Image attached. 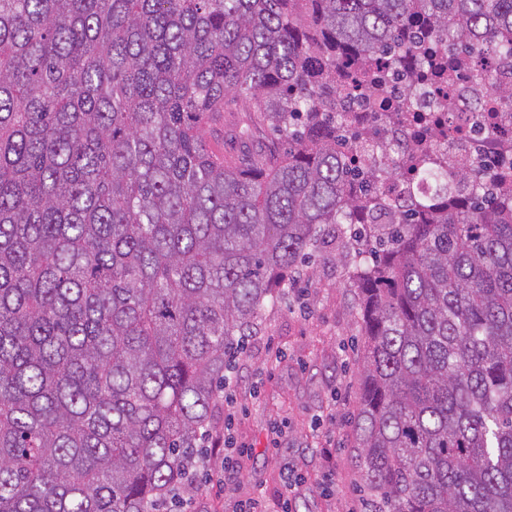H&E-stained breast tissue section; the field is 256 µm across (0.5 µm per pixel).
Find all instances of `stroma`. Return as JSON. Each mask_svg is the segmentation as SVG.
<instances>
[{"mask_svg":"<svg viewBox=\"0 0 512 512\" xmlns=\"http://www.w3.org/2000/svg\"><path fill=\"white\" fill-rule=\"evenodd\" d=\"M340 251L327 243L300 265L236 355L214 430L246 454L231 474L213 458L184 512H242L256 498L281 512L290 469L292 512H368L351 425L362 389L358 299Z\"/></svg>","mask_w":512,"mask_h":512,"instance_id":"35a3bbf8","label":"stroma"}]
</instances>
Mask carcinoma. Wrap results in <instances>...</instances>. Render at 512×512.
Segmentation results:
<instances>
[{"mask_svg":"<svg viewBox=\"0 0 512 512\" xmlns=\"http://www.w3.org/2000/svg\"><path fill=\"white\" fill-rule=\"evenodd\" d=\"M512 59V0H0V512H166L325 227L354 243L373 512H512V171L347 141L374 61ZM512 109L490 84L486 120ZM413 109L378 97L374 123ZM247 112L224 158L203 129Z\"/></svg>","mask_w":512,"mask_h":512,"instance_id":"cac0c4a2","label":"carcinoma"}]
</instances>
